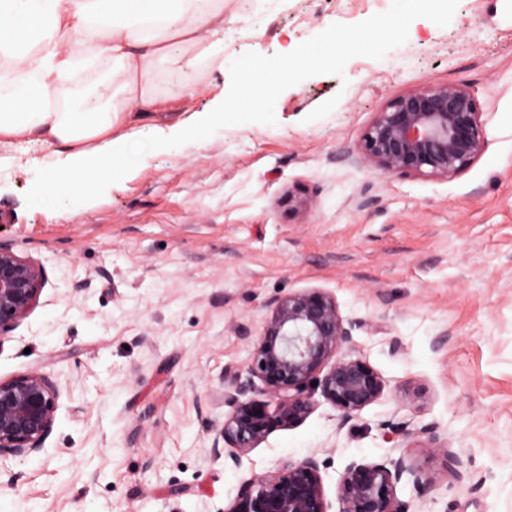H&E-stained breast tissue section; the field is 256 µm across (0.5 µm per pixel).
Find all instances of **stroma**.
<instances>
[{"instance_id": "35a3bbf8", "label": "stroma", "mask_w": 512, "mask_h": 512, "mask_svg": "<svg viewBox=\"0 0 512 512\" xmlns=\"http://www.w3.org/2000/svg\"><path fill=\"white\" fill-rule=\"evenodd\" d=\"M392 0H224V49L185 87L143 79L166 135L203 118L247 52L280 53ZM452 82L486 112L489 146L452 180L348 164L376 112ZM275 124L156 150L94 201L27 207L47 146L0 144V243L47 282L0 342V379L59 382L39 452L0 461V512H224L239 483L316 457L328 501L350 463L432 476L412 512H512V0H459L447 26L414 20L379 60L350 59L283 91ZM301 191L305 211L288 207ZM320 288L360 322L357 353L384 396L348 422L321 394L233 466L210 453L224 370L245 365L274 299ZM456 460V476L445 469ZM185 487L172 495L173 486Z\"/></svg>"}]
</instances>
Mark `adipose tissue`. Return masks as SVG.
I'll list each match as a JSON object with an SVG mask.
<instances>
[{
  "mask_svg": "<svg viewBox=\"0 0 512 512\" xmlns=\"http://www.w3.org/2000/svg\"><path fill=\"white\" fill-rule=\"evenodd\" d=\"M223 29L216 0H0V142L53 148L35 194L61 206L123 176L166 108L138 80L174 43L218 54ZM84 75V97L50 109Z\"/></svg>",
  "mask_w": 512,
  "mask_h": 512,
  "instance_id": "1",
  "label": "adipose tissue"
}]
</instances>
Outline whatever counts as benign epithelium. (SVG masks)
<instances>
[{
	"instance_id": "benign-epithelium-1",
	"label": "benign epithelium",
	"mask_w": 512,
	"mask_h": 512,
	"mask_svg": "<svg viewBox=\"0 0 512 512\" xmlns=\"http://www.w3.org/2000/svg\"><path fill=\"white\" fill-rule=\"evenodd\" d=\"M489 145L487 121L474 95L457 84H427L393 99L376 113L354 165L385 175L451 179L470 168ZM44 267L0 244V338L38 303ZM356 323L341 315L336 298L319 288L276 299L246 364L224 371L230 410L213 443L228 449L234 466L277 427L302 420L316 389L346 421L383 396L386 381L367 361L343 354ZM317 385H312V382ZM59 384L39 369L0 380V458L25 457L43 448L55 423ZM418 493L431 479L402 455L380 463L350 464L336 486L338 512H409L396 486L404 475ZM315 458L289 461L277 471L253 474L238 486L224 512H329Z\"/></svg>"
}]
</instances>
